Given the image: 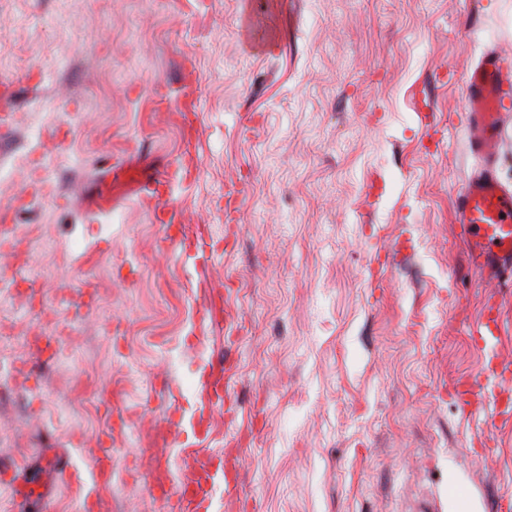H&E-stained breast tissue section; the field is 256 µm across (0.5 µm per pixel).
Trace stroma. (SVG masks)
I'll return each mask as SVG.
<instances>
[{
  "instance_id": "35a3bbf8",
  "label": "stroma",
  "mask_w": 512,
  "mask_h": 512,
  "mask_svg": "<svg viewBox=\"0 0 512 512\" xmlns=\"http://www.w3.org/2000/svg\"><path fill=\"white\" fill-rule=\"evenodd\" d=\"M491 45L512 59V0H0V464L49 485L0 512H154L147 447L223 359L237 414L204 448L246 495L218 512H512V429L450 395L486 291L512 354V285L453 210L477 161L451 74ZM116 161L160 172L163 223L146 193L78 205Z\"/></svg>"
}]
</instances>
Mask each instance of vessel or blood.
Wrapping results in <instances>:
<instances>
[{"instance_id":"vessel-or-blood-1","label":"vessel or blood","mask_w":512,"mask_h":512,"mask_svg":"<svg viewBox=\"0 0 512 512\" xmlns=\"http://www.w3.org/2000/svg\"><path fill=\"white\" fill-rule=\"evenodd\" d=\"M503 59L499 48H487L475 65L456 75L464 92L466 143L480 165L455 197V222L461 228L469 266L491 281L512 272V190L497 173L503 134L512 122L503 104L505 88L512 86V72L504 69ZM149 184V179L131 176L127 164H116L111 181L85 195L84 202L89 209L105 210ZM500 317L499 305L485 297L469 329L471 342L483 355V366L463 376L455 387L459 405L472 414L487 413L495 429L512 424V358L497 349ZM231 372V366L221 363L203 367L200 378L209 392L206 406L223 405L220 379ZM145 481L149 490L159 491L161 512H213L211 492L218 481L223 482L227 497L241 493L236 461L220 456L193 460L189 477L179 485H166L154 468L147 471Z\"/></svg>"}]
</instances>
